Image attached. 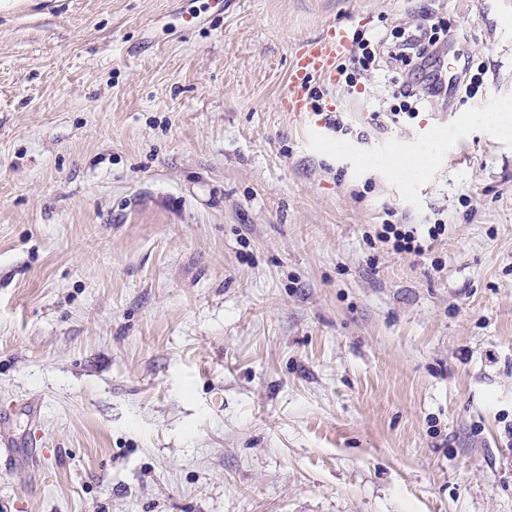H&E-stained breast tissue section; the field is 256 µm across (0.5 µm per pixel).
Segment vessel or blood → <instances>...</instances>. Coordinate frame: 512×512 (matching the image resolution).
I'll use <instances>...</instances> for the list:
<instances>
[{
    "label": "vessel or blood",
    "instance_id": "vessel-or-blood-1",
    "mask_svg": "<svg viewBox=\"0 0 512 512\" xmlns=\"http://www.w3.org/2000/svg\"><path fill=\"white\" fill-rule=\"evenodd\" d=\"M351 49L350 40L343 29L328 28L323 36L306 42L296 54L290 70L287 109L299 112L304 108L303 95L309 80L316 75L333 74L338 58Z\"/></svg>",
    "mask_w": 512,
    "mask_h": 512
}]
</instances>
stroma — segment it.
Here are the masks:
<instances>
[{"label": "stroma", "mask_w": 512, "mask_h": 512, "mask_svg": "<svg viewBox=\"0 0 512 512\" xmlns=\"http://www.w3.org/2000/svg\"><path fill=\"white\" fill-rule=\"evenodd\" d=\"M426 13L474 96L377 128L401 65L285 111L303 41ZM504 100L481 0L1 11L0 512H512V136L471 120ZM437 130L426 177L359 164ZM388 218L448 229L392 254Z\"/></svg>", "instance_id": "obj_1"}]
</instances>
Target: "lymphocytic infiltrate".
I'll list each match as a JSON object with an SVG mask.
<instances>
[{
	"mask_svg": "<svg viewBox=\"0 0 512 512\" xmlns=\"http://www.w3.org/2000/svg\"><path fill=\"white\" fill-rule=\"evenodd\" d=\"M437 22L433 18H425L416 25L411 34L400 37L398 41L388 42L383 39H372L364 34H357L352 40V49L348 60L336 66L337 84L355 90L363 72L380 66H390L395 62L411 64L410 80L402 82L394 93L399 108L390 113H375L377 126H385L386 122H398L400 117L415 118L416 108L429 99L447 101L457 93L473 94L479 84V77L471 75L468 68H461L456 78L447 82H439L432 65L437 57L447 50L450 41L463 40V33L452 30L447 38L436 36ZM446 224L438 223L427 227L425 233L417 229L406 228L402 224L383 223L375 229L376 238L388 249L398 254L423 255L429 250L433 241L445 234Z\"/></svg>",
	"mask_w": 512,
	"mask_h": 512,
	"instance_id": "f902f5d3",
	"label": "lymphocytic infiltrate"
}]
</instances>
